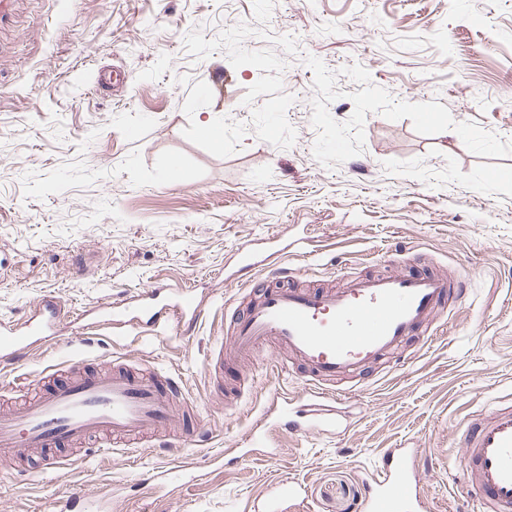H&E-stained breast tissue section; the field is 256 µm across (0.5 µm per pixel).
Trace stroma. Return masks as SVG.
<instances>
[{
  "instance_id": "1",
  "label": "stroma",
  "mask_w": 512,
  "mask_h": 512,
  "mask_svg": "<svg viewBox=\"0 0 512 512\" xmlns=\"http://www.w3.org/2000/svg\"><path fill=\"white\" fill-rule=\"evenodd\" d=\"M102 66L125 86L94 89ZM251 242L314 284L408 251L468 293L436 336L340 381L335 427L280 422L271 456L244 437L272 393L302 394V368L273 372L269 343L223 382L209 367ZM154 287L205 296L191 332L64 322L0 371V395L63 380L75 356L119 361L181 381L200 424L178 411L172 449H57L60 472L0 461V512H255L284 483L304 501L279 512H357L387 448L420 450L430 512H476L461 433L512 401V0H17L0 28V321ZM162 466L172 483L147 484Z\"/></svg>"
}]
</instances>
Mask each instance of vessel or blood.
<instances>
[{"mask_svg": "<svg viewBox=\"0 0 512 512\" xmlns=\"http://www.w3.org/2000/svg\"><path fill=\"white\" fill-rule=\"evenodd\" d=\"M239 258L253 275L244 283L250 300L232 326L234 353L248 355L271 338L303 365L312 404L298 426L302 432L335 425L336 396L327 392V383L396 351L464 294L463 283L420 269L355 276L341 288H304L293 283L300 269L281 266L277 253L260 256L246 245ZM271 274L286 275L290 285H267ZM205 306L192 291L150 288L137 300L109 304L103 316L113 328L158 335L191 328ZM61 319L60 306L47 301L39 315L16 324L1 322L0 365L16 367L31 349L55 343ZM181 395L175 378L156 371L146 377L120 367L88 373L72 366L64 382L0 410V456L34 451L43 468L62 469L66 463L52 456V449L89 442L98 454L112 456V436H159ZM462 446L477 475L482 512H512V405L467 429ZM383 459V469L367 485L361 512H428L415 449L387 448Z\"/></svg>", "mask_w": 512, "mask_h": 512, "instance_id": "vessel-or-blood-1", "label": "vessel or blood"}]
</instances>
